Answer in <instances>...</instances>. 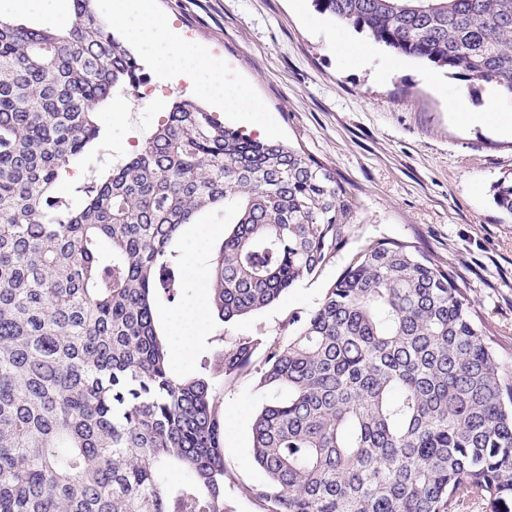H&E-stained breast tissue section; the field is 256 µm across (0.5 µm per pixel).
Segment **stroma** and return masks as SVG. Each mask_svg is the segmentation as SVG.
<instances>
[{
	"instance_id": "1",
	"label": "stroma",
	"mask_w": 512,
	"mask_h": 512,
	"mask_svg": "<svg viewBox=\"0 0 512 512\" xmlns=\"http://www.w3.org/2000/svg\"><path fill=\"white\" fill-rule=\"evenodd\" d=\"M151 2L188 40L223 61L226 84L249 85L263 102L254 121L228 112L225 123L290 143L335 170L362 204L348 250L381 237L409 240L447 265L512 376V220L493 200L497 181L512 175V135L461 123L455 112L458 92L478 109L486 87L469 88L443 71L437 83H427L430 64L382 45L373 63L347 61L336 44L339 22L318 12L312 0ZM386 64L390 73L377 79L376 69ZM168 95V85L145 66L142 84L124 99L122 117L100 112L106 140L99 160L74 167L73 176L82 181L94 171L105 174L130 153L131 141H144L157 124L158 101ZM343 266L336 259L259 312L213 321L191 358L175 360L177 371L193 373L201 356L222 348V336H278L290 313L317 305ZM271 398L251 374L223 389L225 494L236 512H258L238 489L264 478L252 454L251 425Z\"/></svg>"
}]
</instances>
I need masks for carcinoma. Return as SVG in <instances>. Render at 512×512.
I'll return each mask as SVG.
<instances>
[{"mask_svg":"<svg viewBox=\"0 0 512 512\" xmlns=\"http://www.w3.org/2000/svg\"><path fill=\"white\" fill-rule=\"evenodd\" d=\"M394 52L512 100V0H313ZM142 81L74 0L62 30L0 20V512H234L219 386L261 356L273 400L252 425L261 512H507L512 384L465 292L408 241L347 253L288 334L228 336L178 374L159 302L184 288L172 242L222 205L211 262L223 322L260 311L344 252L361 204L300 149L181 99L108 174L98 107ZM495 203L512 218V177ZM178 468L186 478L171 482Z\"/></svg>","mask_w":512,"mask_h":512,"instance_id":"carcinoma-1","label":"carcinoma"}]
</instances>
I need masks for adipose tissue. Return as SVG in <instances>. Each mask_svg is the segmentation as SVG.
I'll return each mask as SVG.
<instances>
[{
	"instance_id": "adipose-tissue-1",
	"label": "adipose tissue",
	"mask_w": 512,
	"mask_h": 512,
	"mask_svg": "<svg viewBox=\"0 0 512 512\" xmlns=\"http://www.w3.org/2000/svg\"><path fill=\"white\" fill-rule=\"evenodd\" d=\"M110 15L141 55L162 72L188 80L204 96L235 111H258V102L247 91L225 86L223 66L201 47L183 39L168 19L137 6L136 0H112ZM166 324L174 347L189 348L210 325L209 307L201 303L169 311Z\"/></svg>"
}]
</instances>
